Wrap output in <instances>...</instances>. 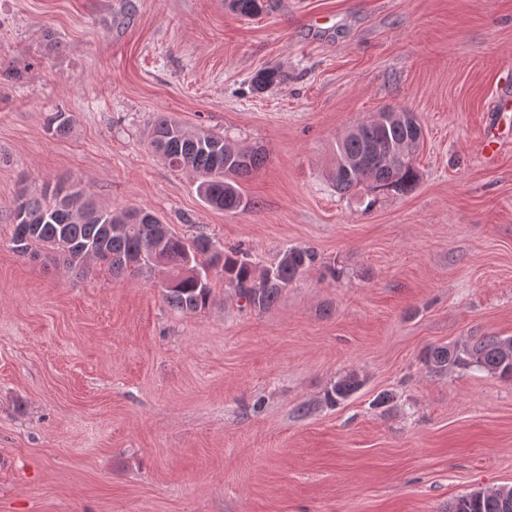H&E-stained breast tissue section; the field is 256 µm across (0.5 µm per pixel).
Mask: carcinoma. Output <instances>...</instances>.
Wrapping results in <instances>:
<instances>
[{
	"label": "carcinoma",
	"instance_id": "1",
	"mask_svg": "<svg viewBox=\"0 0 512 512\" xmlns=\"http://www.w3.org/2000/svg\"><path fill=\"white\" fill-rule=\"evenodd\" d=\"M265 2L225 0V6L251 18L263 11ZM253 82L264 90L280 84L281 75L275 68H266L255 74ZM411 139L410 126L388 118L378 125L363 122L349 130L336 144V166L331 173L336 190L412 192L419 181L415 155H395V149ZM147 140L169 167L196 174L197 190L208 206L229 212L250 206L237 180L260 168L262 149L248 150L220 133L189 130L166 117L153 122ZM13 220L10 242L20 255L45 246L59 250L71 265L97 260L115 274L155 267L166 270L164 300L182 313H196L209 305L212 286L207 271L211 267L221 266L224 280L245 306L265 311L317 260L308 248L290 247L277 262L262 265L249 253L226 251L207 236L182 237L146 210L101 209L82 191L63 182L52 194L39 197L21 189L14 201ZM423 362L437 374L450 368L477 367L511 379L512 337L473 336L462 344L432 347ZM362 385L363 379L351 371L326 391L325 403L335 406ZM448 512H512V496L491 490L468 493L448 504Z\"/></svg>",
	"mask_w": 512,
	"mask_h": 512
}]
</instances>
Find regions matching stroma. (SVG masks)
Segmentation results:
<instances>
[{"label": "stroma", "instance_id": "35a3bbf8", "mask_svg": "<svg viewBox=\"0 0 512 512\" xmlns=\"http://www.w3.org/2000/svg\"><path fill=\"white\" fill-rule=\"evenodd\" d=\"M267 67L284 81L256 92ZM499 98L512 127V0H0V512H448L512 488V379L422 362L512 336V135L478 150ZM389 106L423 126L416 188L337 192V138ZM162 114L263 149L251 208L207 206L148 146ZM61 179L317 260L263 312L211 268L183 314L163 271L13 251L16 195ZM362 385L363 379L356 372L351 371L338 379L326 391L325 403L329 406H336L356 393Z\"/></svg>", "mask_w": 512, "mask_h": 512}]
</instances>
